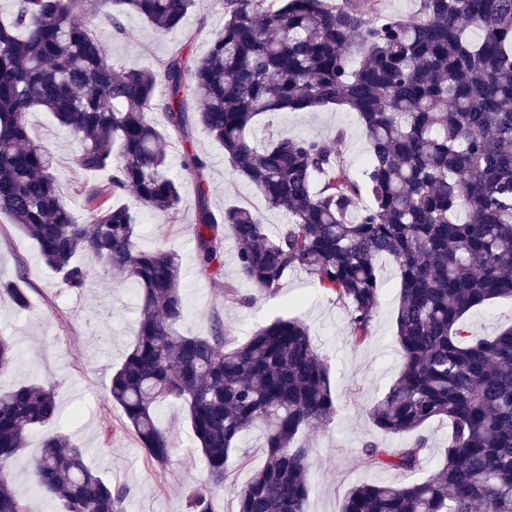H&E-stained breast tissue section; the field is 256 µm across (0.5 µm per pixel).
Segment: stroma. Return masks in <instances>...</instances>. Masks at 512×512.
I'll list each match as a JSON object with an SVG mask.
<instances>
[{"mask_svg":"<svg viewBox=\"0 0 512 512\" xmlns=\"http://www.w3.org/2000/svg\"><path fill=\"white\" fill-rule=\"evenodd\" d=\"M74 13L87 23L110 52L119 69L160 71L174 53L192 58L203 56L214 34L224 25L222 0H193L182 24L167 33L157 32L135 15L125 17V34H116L103 14L94 12L87 0H75ZM30 121L40 142L53 154L65 175L60 193L77 220H85L83 199L76 188L97 181L94 172H84L73 162L75 146L68 131L49 113L37 111ZM270 134L329 138L344 132L341 158L352 173H360L367 154L363 127L356 114L339 108L319 111L275 112L262 119ZM172 175H179L185 152L206 161L204 170L207 202L214 212L229 205H245L257 211L270 230L285 223L284 214L269 208L264 196L248 180L233 173L223 148L198 126L189 141L172 137L163 144ZM198 199L193 186H184L179 213L167 220L139 210L142 248L157 246L177 253L184 273L187 314L180 331L187 336L207 335L214 318H221L236 343L246 342L254 331L278 317L296 318L309 328L313 344L329 365L336 395V413L326 431L309 433L315 450L309 473L310 494L305 512H339L346 493L357 483H404L431 475L443 458L447 422L427 424L426 458L421 468L404 474L365 466L361 449L378 437L370 407L381 399L397 379L401 354L396 342L399 281L391 261L378 262L381 297L372 326V337L355 344L349 333V312L334 297L317 287L313 275L298 270L289 274L272 296L239 279L233 240L224 243V270L215 280L200 277L195 259L194 224ZM23 279L28 290L27 308H16L0 299V332L12 336L18 363L0 375V388L20 383H51L62 409L60 430L72 444L84 450L86 464L99 471L113 486L124 488L125 512H188L189 497L205 477L204 460L192 443L182 403L164 402L159 425L174 437L176 449L167 469L154 466L126 425L107 393L110 376L123 362L134 340L139 312L134 290L112 273L99 271L92 285L82 291L67 288L40 258L36 246L7 217L0 216V279ZM251 296L238 304L224 296L225 284ZM512 324V300L499 299L469 312L466 330L491 336ZM41 432L31 434L26 448L12 464L15 489L31 512H53L49 502L36 494L28 471L40 453ZM236 463L224 482V493L215 500L217 512H237L234 487L249 481L263 466L266 451L257 435H250L235 453Z\"/></svg>","mask_w":512,"mask_h":512,"instance_id":"stroma-1","label":"stroma"}]
</instances>
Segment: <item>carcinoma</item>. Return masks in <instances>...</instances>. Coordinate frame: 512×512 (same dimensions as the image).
I'll return each mask as SVG.
<instances>
[{
  "instance_id": "obj_1",
  "label": "carcinoma",
  "mask_w": 512,
  "mask_h": 512,
  "mask_svg": "<svg viewBox=\"0 0 512 512\" xmlns=\"http://www.w3.org/2000/svg\"><path fill=\"white\" fill-rule=\"evenodd\" d=\"M0 16V215L37 247L65 285L82 289L91 255L135 287L139 330L110 379L109 395L140 447L164 470L172 436L160 405L181 401L207 480L190 512H214V497L241 439L263 433L266 461L235 490L237 512H305L314 450L298 439L327 428L335 413L329 368L308 328L276 319L235 345L216 317L208 335L185 336L178 256L139 246L128 191L149 212L172 218L182 185L198 196L195 256L200 272L223 274L233 240L237 275L274 295L302 269L351 308L355 343L372 336L380 303L377 260L399 279V376L369 415L383 435L448 422L439 468L421 482L364 483L340 512H512V326L493 336L466 331L471 310L512 299V0H420L415 14L370 18V0H224V29L207 53L180 54L161 72L116 69L106 46L72 16V0H9ZM119 33L135 14L152 27H178L192 0H91ZM166 128L149 118L158 82ZM347 109L369 148L363 178L330 139L258 140L263 114ZM49 112L78 145L75 165L110 173L80 187V223L58 191L60 174L29 126ZM200 126L268 206L288 215L272 233L241 205L216 214L206 203L205 161L188 154L171 177L161 143ZM0 294L24 309L22 280ZM19 359L0 332V373ZM53 386L0 391V512H30L12 489L11 464L44 432L33 486L57 512H124L125 492L88 467L54 430ZM418 436L393 450L370 441L363 460L411 472L426 455Z\"/></svg>"
}]
</instances>
